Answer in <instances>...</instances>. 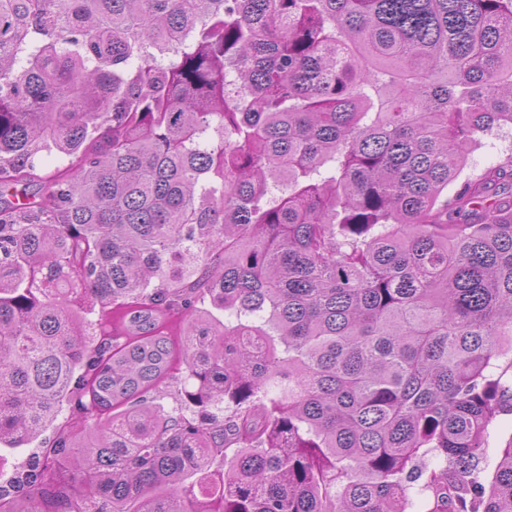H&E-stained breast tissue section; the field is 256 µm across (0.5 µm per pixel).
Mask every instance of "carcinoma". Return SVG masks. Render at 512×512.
I'll list each match as a JSON object with an SVG mask.
<instances>
[{"instance_id": "carcinoma-1", "label": "carcinoma", "mask_w": 512, "mask_h": 512, "mask_svg": "<svg viewBox=\"0 0 512 512\" xmlns=\"http://www.w3.org/2000/svg\"><path fill=\"white\" fill-rule=\"evenodd\" d=\"M505 124L512 0H0V512H512ZM511 152L512 141L510 143L507 139L498 136L497 133L479 136L478 140L469 147L459 179L448 187V195H451L465 179L497 165ZM69 415V412L65 410L61 416H59L58 421H56L53 425L58 424L66 419ZM53 425L48 426L46 430H44L41 435L33 441L31 444L27 445L26 448L19 449H10V448H2L1 454L3 455L1 460V468L4 474V478H8L12 475L16 469H20V467L25 464L29 454L36 450L37 447H42V444L45 440H48L49 437L52 436ZM510 438H512V415L497 417L489 427L486 448H484L483 461L480 466L487 486L492 480L500 450Z\"/></svg>"}]
</instances>
